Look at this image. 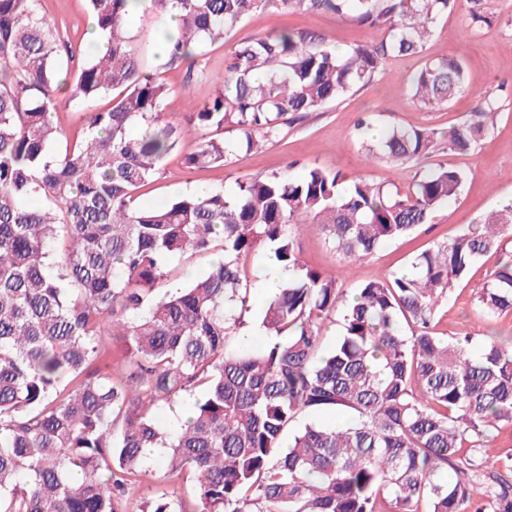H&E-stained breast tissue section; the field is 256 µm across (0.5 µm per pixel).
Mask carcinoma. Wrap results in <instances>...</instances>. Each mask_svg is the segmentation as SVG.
<instances>
[{"label":"carcinoma","instance_id":"carcinoma-1","mask_svg":"<svg viewBox=\"0 0 512 512\" xmlns=\"http://www.w3.org/2000/svg\"><path fill=\"white\" fill-rule=\"evenodd\" d=\"M172 1L179 36L166 65L189 71L258 9L327 11L395 35L342 54L305 30L243 38L218 94L183 127L164 112L170 86L132 47L131 0H87L106 50L83 59L39 0H0V512H125L156 466L172 481L193 474L195 498L162 494L140 512H512V462L484 470L493 428L512 422V348L430 332L452 289L512 236V206L348 293L302 264L292 226L309 218L343 261H364L457 199L463 170L425 169L401 194L310 166L239 180L230 197L207 188L135 205L173 152L189 170L224 165L229 147L202 131L231 126L240 146L259 148L285 115L419 55L459 0H139L163 15ZM465 84L449 56L424 63L412 97L440 106ZM63 92L88 110L71 136L53 119ZM498 109L485 97L446 133L392 126L362 145L400 162L428 158L439 140L467 153ZM261 245L286 277L261 311L266 338L245 347V261ZM187 253L216 259L183 284L168 267ZM476 300L487 318L512 311V260ZM337 312L342 332L326 350ZM107 336L132 345L116 377ZM185 394L198 395L190 421L163 430L154 412ZM326 412L336 424L299 423Z\"/></svg>","mask_w":512,"mask_h":512}]
</instances>
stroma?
<instances>
[{"instance_id":"35a3bbf8","label":"stroma","mask_w":512,"mask_h":512,"mask_svg":"<svg viewBox=\"0 0 512 512\" xmlns=\"http://www.w3.org/2000/svg\"><path fill=\"white\" fill-rule=\"evenodd\" d=\"M480 7L487 18L481 27L471 28L469 5L467 0H460L455 11L436 21L420 55L388 59L384 74L371 84L353 90L341 101L284 121L278 136L258 150H238L223 166L193 171L185 168L181 153H171L165 161L163 176L141 190L139 203H162L200 185L221 188L230 194L237 180L284 172L294 162L316 165L347 179L362 175L404 192L412 185L417 164L386 160L364 164L355 131L357 119L368 118L375 129L395 125L445 131L461 121L477 100L496 98L500 106L497 122L471 152L458 154L441 146L426 159V166L432 168H460L466 171L468 179L459 198L440 207L430 223L420 226L411 236L383 246L368 260L344 266L316 225L299 224L293 228L303 262L324 273L343 268L344 290L351 291L367 281L381 280L407 269L417 253L448 240L462 225L512 203V0H480ZM40 8L64 38L87 46L90 34L85 0H41ZM165 23L164 16L138 13L130 20V35L145 65L161 71L171 86L165 112L170 120L182 125L187 124L193 106L207 103L216 95L217 78L223 75L231 49L239 39L261 37L285 28L306 29L324 34L331 46L347 49L387 42L392 36L387 28L370 29L327 12L259 10L223 40L207 46L189 73L182 67H163L156 56L157 38ZM452 55L465 62L464 91L444 107L427 108L414 103L409 86L416 71L425 61ZM511 256L512 239L504 241L502 249L490 252L472 268L467 280L454 288L437 309L432 321L435 335L453 339L468 334L489 336L505 344L512 342V312L490 321L481 317L476 307L477 288ZM164 493L191 497L192 483L186 479L172 483L163 471H154L152 477L126 497L127 512H138L143 500Z\"/></svg>"}]
</instances>
